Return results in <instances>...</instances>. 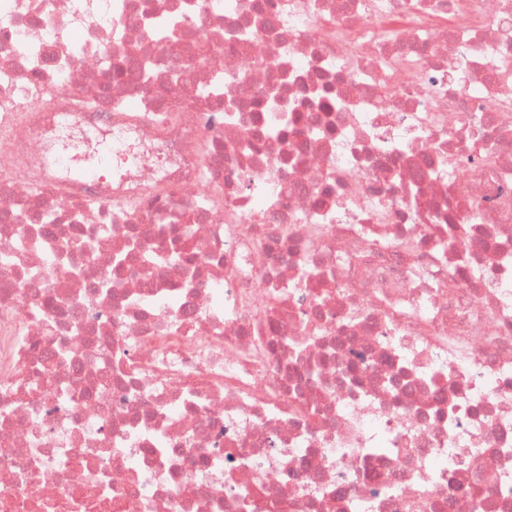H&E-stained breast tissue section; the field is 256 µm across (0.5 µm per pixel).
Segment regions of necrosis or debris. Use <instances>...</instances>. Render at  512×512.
I'll return each mask as SVG.
<instances>
[{
	"instance_id": "4bbe7bcc",
	"label": "necrosis or debris",
	"mask_w": 512,
	"mask_h": 512,
	"mask_svg": "<svg viewBox=\"0 0 512 512\" xmlns=\"http://www.w3.org/2000/svg\"><path fill=\"white\" fill-rule=\"evenodd\" d=\"M0 512H512V0H0Z\"/></svg>"
}]
</instances>
